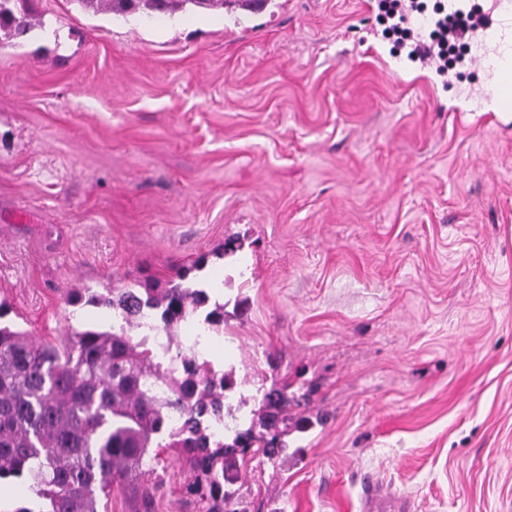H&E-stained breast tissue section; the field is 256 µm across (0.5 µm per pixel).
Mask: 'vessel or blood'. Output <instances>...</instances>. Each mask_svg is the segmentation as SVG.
<instances>
[{
	"mask_svg": "<svg viewBox=\"0 0 512 512\" xmlns=\"http://www.w3.org/2000/svg\"><path fill=\"white\" fill-rule=\"evenodd\" d=\"M464 39L473 45L472 60L486 75L485 85L472 97V112H512V0H490L476 9ZM402 501L390 496L379 484L369 485L364 512H402Z\"/></svg>",
	"mask_w": 512,
	"mask_h": 512,
	"instance_id": "1",
	"label": "vessel or blood"
}]
</instances>
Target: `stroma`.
<instances>
[{
    "label": "stroma",
    "mask_w": 512,
    "mask_h": 512,
    "mask_svg": "<svg viewBox=\"0 0 512 512\" xmlns=\"http://www.w3.org/2000/svg\"><path fill=\"white\" fill-rule=\"evenodd\" d=\"M379 0H267L127 21L34 0L0 43V323L36 341L112 311L70 291L192 277L224 307L205 358L284 458L239 462L244 512H512V120L452 112ZM314 426L294 431L299 417ZM153 512H202L175 451ZM365 512H403L404 503L390 496L385 488L379 484H372L366 488L364 495Z\"/></svg>",
    "instance_id": "stroma-1"
}]
</instances>
